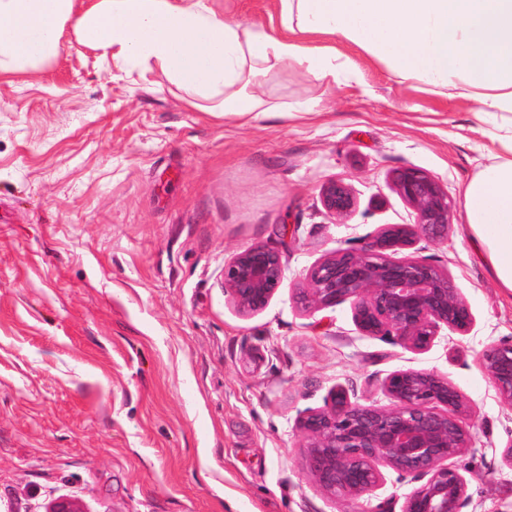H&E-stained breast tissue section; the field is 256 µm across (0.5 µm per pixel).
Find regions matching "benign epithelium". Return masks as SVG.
Instances as JSON below:
<instances>
[{
  "label": "benign epithelium",
  "instance_id": "obj_1",
  "mask_svg": "<svg viewBox=\"0 0 512 512\" xmlns=\"http://www.w3.org/2000/svg\"><path fill=\"white\" fill-rule=\"evenodd\" d=\"M400 195L416 211L413 224H393L360 249H338L311 266L297 293L304 310L348 303L364 336L380 337L414 351L432 347L443 330L469 333L474 316L448 273L429 258L398 256L421 241L447 237L453 206L425 171L405 167L393 175ZM322 203L334 216L355 207L350 188L332 181ZM225 291L243 314L264 310L284 281L280 254L254 245L224 263ZM479 363L503 405L512 409V338L488 346ZM388 407L361 404L347 389L331 391L323 408L300 422L310 476L326 494L356 498L380 488V467L420 486L401 512H464L467 481L448 460L471 447L469 408L458 388L434 370H397L385 377Z\"/></svg>",
  "mask_w": 512,
  "mask_h": 512
}]
</instances>
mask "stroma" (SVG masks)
Masks as SVG:
<instances>
[{
  "instance_id": "35a3bbf8",
  "label": "stroma",
  "mask_w": 512,
  "mask_h": 512,
  "mask_svg": "<svg viewBox=\"0 0 512 512\" xmlns=\"http://www.w3.org/2000/svg\"><path fill=\"white\" fill-rule=\"evenodd\" d=\"M225 21L268 24L274 0H210ZM358 66L338 84L284 66L261 89L316 104L217 117L189 108L156 67L129 68L64 26L59 52L0 76V512H401L416 481L334 498L303 463L300 419L336 386L389 405L397 370L434 369L464 396L474 435L452 460L466 512H512V410L478 358L512 337L500 288L467 227L463 183L488 157L467 107L327 36ZM435 178L454 204L424 256L475 322L418 352L362 335L348 304L302 310L308 269L415 221L392 176ZM356 201L321 200L331 181ZM282 256V287L240 314L225 262L253 245ZM322 203L326 211L334 216H346L355 207V199L350 188L342 183L332 181L322 191Z\"/></svg>"
}]
</instances>
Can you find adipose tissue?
<instances>
[{
  "label": "adipose tissue",
  "instance_id": "obj_1",
  "mask_svg": "<svg viewBox=\"0 0 512 512\" xmlns=\"http://www.w3.org/2000/svg\"><path fill=\"white\" fill-rule=\"evenodd\" d=\"M283 35L224 21L209 0H0V74L50 57L73 24L86 43L154 61L191 108L248 115L280 111L257 92L291 63L338 83L356 68L335 52L300 44L335 35L469 105L491 144L489 164L465 184L466 221L491 271L512 290V0H275Z\"/></svg>",
  "mask_w": 512,
  "mask_h": 512
}]
</instances>
